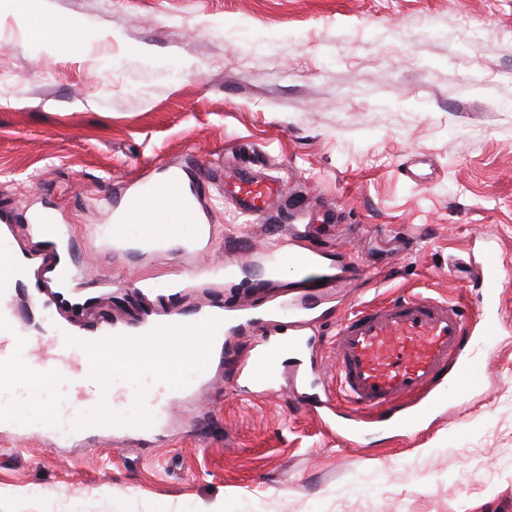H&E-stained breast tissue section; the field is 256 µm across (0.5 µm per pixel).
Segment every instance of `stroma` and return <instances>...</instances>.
Here are the masks:
<instances>
[{
  "mask_svg": "<svg viewBox=\"0 0 512 512\" xmlns=\"http://www.w3.org/2000/svg\"><path fill=\"white\" fill-rule=\"evenodd\" d=\"M80 46L45 51L40 18L0 0V231L21 246L71 234L69 261L144 291L88 285L82 300L134 324L223 306L214 278L178 287L196 255L115 262L95 234L115 192L144 172L191 182L251 147L308 206L314 241L364 277L334 315L411 292L476 309V235L504 269L505 327L480 353L484 388L458 409L358 447L306 410L287 380L252 395L219 366L168 431L116 446L123 429L78 410L85 445L0 431V512H512V0H47ZM341 213L326 224L328 207ZM196 208L212 262L267 263L288 231L237 212L220 182ZM52 219V237L36 229ZM32 335L45 312L19 286Z\"/></svg>",
  "mask_w": 512,
  "mask_h": 512,
  "instance_id": "stroma-1",
  "label": "stroma"
}]
</instances>
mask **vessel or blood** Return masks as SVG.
Instances as JSON below:
<instances>
[{
	"label": "vessel or blood",
	"mask_w": 512,
	"mask_h": 512,
	"mask_svg": "<svg viewBox=\"0 0 512 512\" xmlns=\"http://www.w3.org/2000/svg\"><path fill=\"white\" fill-rule=\"evenodd\" d=\"M227 184L238 209L258 221L269 217L270 200L283 191L274 176L249 165L229 174ZM186 194L183 182L175 177L159 182L146 180L136 190L124 193L116 224L101 228V249L114 258L127 257L141 248L170 253L189 247L198 254L206 252L210 230L205 225L200 226L195 239L189 242H137L128 238L122 228L128 219L142 214L145 200L159 202ZM478 249V267L490 287L482 295L475 316H468L452 302L415 293L359 306L337 325L332 341L333 367L336 396L345 408L336 425L338 438L357 442L376 427H418L423 416L443 407L440 386H447L460 404L480 390V362L467 346L474 343L480 349H490L501 318L495 289L499 262L487 243H480ZM12 253L10 240H0V298H7L17 282L35 280L45 309H53L59 294L51 289V282L41 281L40 276L49 271L53 274L52 282H72L74 275L69 264L63 263L56 252L28 253L20 263L13 261ZM323 256L321 249L303 245L298 235L284 238L264 272L270 275L276 265H288L299 274L305 292L299 298L268 296L261 314H252L246 306L230 308L222 314L201 307L132 326L108 321L88 326L78 320L52 332L49 358L57 373L77 385L85 361L91 355L93 340L118 342L133 334L148 342L174 328H189L199 333L206 342L205 349L182 356L183 368L175 378L149 375L145 378V388L132 392L125 381L127 375L142 371L145 362L139 356L128 358L123 375L113 377V404L131 401L139 408L137 416L129 421L137 433L161 432L172 401L191 397L210 383L214 370L210 345L242 328L257 327L261 333L254 340L250 356L231 367L237 383L247 384L257 394L266 392L276 383L284 366L301 378H311L319 369L313 314L319 310L328 289L336 285L333 276L321 270ZM33 344V337L9 312L1 309L0 358L9 353L27 354ZM55 420L57 430L44 434L50 446L69 448L81 441L83 431L69 425L65 407H57Z\"/></svg>",
	"instance_id": "obj_1"
}]
</instances>
